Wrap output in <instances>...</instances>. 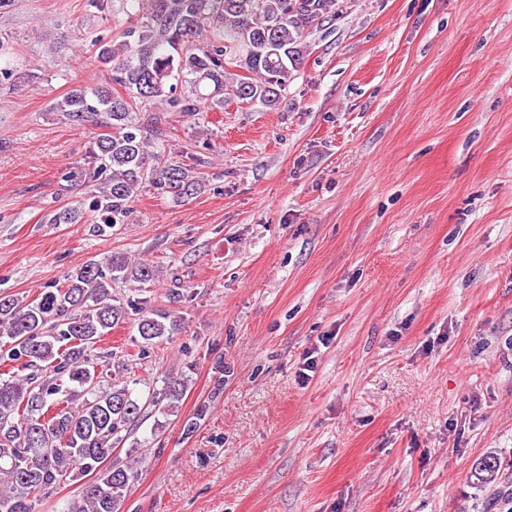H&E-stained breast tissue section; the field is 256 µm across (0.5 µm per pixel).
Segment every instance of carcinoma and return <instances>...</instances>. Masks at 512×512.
Returning <instances> with one entry per match:
<instances>
[{"instance_id": "cac0c4a2", "label": "carcinoma", "mask_w": 512, "mask_h": 512, "mask_svg": "<svg viewBox=\"0 0 512 512\" xmlns=\"http://www.w3.org/2000/svg\"><path fill=\"white\" fill-rule=\"evenodd\" d=\"M125 26L99 46L97 60L112 86H81L54 109L69 120L112 129L96 138L93 158L104 179L89 190L98 231L125 224L143 182L173 198L196 192L199 178L154 150V131L137 114L206 112L228 99L273 108L304 65V31L323 20L335 0H129ZM158 267L123 256L82 263L60 288L38 300L0 294V337L7 360L40 374L0 376V512H35L40 494L74 477L93 475L67 512H120L133 468L108 463L120 433L152 406L177 408L185 380L140 392L128 381L103 379L114 363L93 353L121 323L137 322L144 344L174 335L180 323L149 311L137 299L112 293L117 279L147 283ZM506 467L485 456L471 476L481 488L501 490Z\"/></svg>"}]
</instances>
